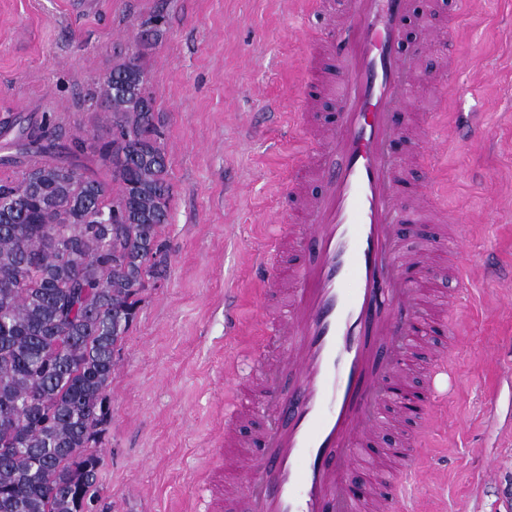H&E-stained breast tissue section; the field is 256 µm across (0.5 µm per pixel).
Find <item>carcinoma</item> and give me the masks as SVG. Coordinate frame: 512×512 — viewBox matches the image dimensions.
I'll return each mask as SVG.
<instances>
[{
  "instance_id": "cac0c4a2",
  "label": "carcinoma",
  "mask_w": 512,
  "mask_h": 512,
  "mask_svg": "<svg viewBox=\"0 0 512 512\" xmlns=\"http://www.w3.org/2000/svg\"><path fill=\"white\" fill-rule=\"evenodd\" d=\"M138 55L89 100L91 144L18 127L0 166V512H86L116 352L165 262L171 186Z\"/></svg>"
}]
</instances>
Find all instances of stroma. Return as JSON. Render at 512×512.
Returning a JSON list of instances; mask_svg holds the SVG:
<instances>
[{"instance_id": "35a3bbf8", "label": "stroma", "mask_w": 512, "mask_h": 512, "mask_svg": "<svg viewBox=\"0 0 512 512\" xmlns=\"http://www.w3.org/2000/svg\"><path fill=\"white\" fill-rule=\"evenodd\" d=\"M295 0H0V128L59 118L92 136L89 88L131 53L141 55L162 114L170 222L167 262L147 283L116 355L111 419L97 447L95 512H206L221 473L217 435L232 391L224 354H249L261 333L253 265L283 210L282 189L313 148L292 115L306 38L317 15ZM163 14L158 35L137 44L142 21ZM454 27L417 61L418 80L447 96H416L419 111L447 114L453 138L435 163L422 141L402 138L406 178H436L438 210L406 250L462 219L472 287L458 326L451 393L419 455L413 486L421 512H512V0H416L403 49L422 22ZM459 62L448 70V58Z\"/></svg>"}]
</instances>
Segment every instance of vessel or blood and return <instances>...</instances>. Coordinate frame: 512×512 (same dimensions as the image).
<instances>
[{"label": "vessel or blood", "mask_w": 512, "mask_h": 512, "mask_svg": "<svg viewBox=\"0 0 512 512\" xmlns=\"http://www.w3.org/2000/svg\"><path fill=\"white\" fill-rule=\"evenodd\" d=\"M308 0L309 12L328 17V37L313 54L306 85L330 86L337 122L317 132L320 145L302 159L298 177L283 193L298 203L258 262L263 287L287 297L284 314H269L251 351V371L263 380L259 408L268 420L248 447L247 481L235 497L245 512H406L410 484L425 435L438 420L439 376L447 357L433 364L429 382L412 389L405 366L420 334L452 337L466 311L468 286L457 266L456 297L427 314L429 253L406 255L403 228L424 218V194L406 197L403 167L391 152L412 107L414 60L399 50L412 0ZM318 180V195L301 193V181ZM294 231L308 257L278 261L284 233ZM416 391L419 430L387 456L371 490L354 494L348 467L363 456L377 460L388 389ZM241 408L224 406V445L238 447Z\"/></svg>", "instance_id": "b4317fda"}]
</instances>
